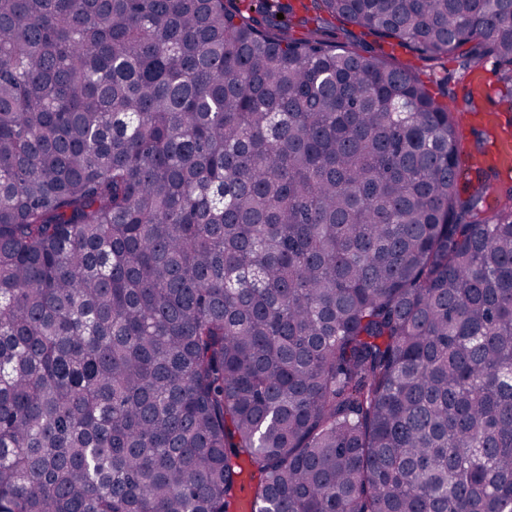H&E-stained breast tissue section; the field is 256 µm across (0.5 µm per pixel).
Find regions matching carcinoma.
<instances>
[{"mask_svg":"<svg viewBox=\"0 0 512 512\" xmlns=\"http://www.w3.org/2000/svg\"><path fill=\"white\" fill-rule=\"evenodd\" d=\"M486 58L512 0H0V512H229L243 453L252 512H512ZM383 47L386 52L392 53V55L398 61H400L404 64H411L412 66H414L415 68H417L418 70L423 72V74H424L423 77L430 76V77L434 78L436 75L438 78H445L448 74V86L449 87L453 86L455 76H456L455 70H454L456 68V66H455L454 62L448 61V65H447L448 71H444L440 68H434L433 63L420 58L419 56L414 54L412 51L400 48L398 46H394L392 48L388 44H384ZM433 71H434L435 75H433Z\"/></svg>","mask_w":512,"mask_h":512,"instance_id":"1","label":"carcinoma"}]
</instances>
